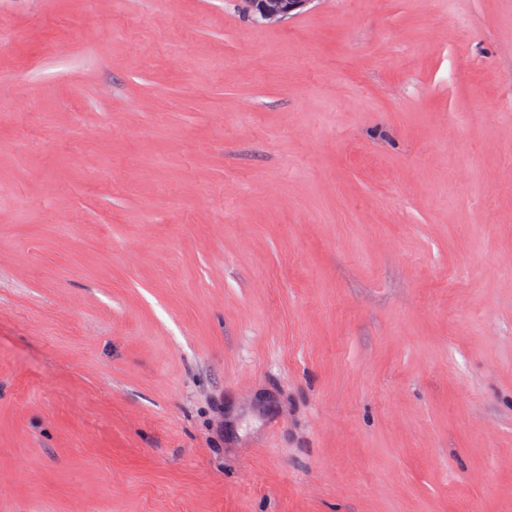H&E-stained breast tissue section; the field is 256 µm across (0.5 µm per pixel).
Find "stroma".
<instances>
[{
	"label": "stroma",
	"mask_w": 512,
	"mask_h": 512,
	"mask_svg": "<svg viewBox=\"0 0 512 512\" xmlns=\"http://www.w3.org/2000/svg\"><path fill=\"white\" fill-rule=\"evenodd\" d=\"M0 512H512V0H0ZM312 0H245L246 12L254 23L267 24L275 19L278 22L303 12Z\"/></svg>",
	"instance_id": "stroma-1"
}]
</instances>
